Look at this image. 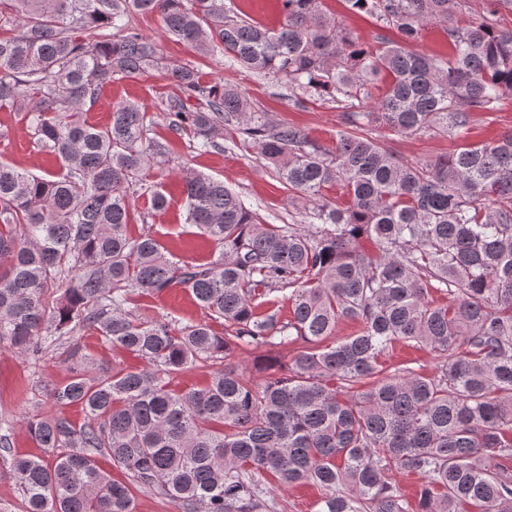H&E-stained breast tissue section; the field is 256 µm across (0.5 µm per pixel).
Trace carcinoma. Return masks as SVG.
<instances>
[{
  "instance_id": "obj_1",
  "label": "carcinoma",
  "mask_w": 512,
  "mask_h": 512,
  "mask_svg": "<svg viewBox=\"0 0 512 512\" xmlns=\"http://www.w3.org/2000/svg\"><path fill=\"white\" fill-rule=\"evenodd\" d=\"M284 2L283 25L270 30L224 0H0V20L14 26L0 38V105L25 113L36 145L61 162L51 178L0 163V349L30 357L93 330L144 362L92 371L71 347L69 376L46 399L81 407L84 422L28 417L50 460L19 458L6 473L23 512H135L137 491L176 512H285L266 472L281 487H320L318 512H512V478L500 472L512 459V131L469 142L474 113L512 100L502 23L512 0H483L475 18V0H346L375 22L370 39L322 0ZM132 13L158 14L167 37L205 56L288 81L298 106L336 103L335 144L167 63L129 27ZM430 23L446 26V60L409 48ZM150 69L181 92L163 109L168 129L192 133L200 151L237 131L304 201V224H270L224 181L189 172L185 223L216 243L213 259L174 262L151 232H129L138 177L169 164V143L135 103L117 105L106 126L83 106ZM380 130L460 144L409 162ZM334 186L346 204L327 198ZM175 287L224 321V334L125 309ZM284 291L291 317L258 311ZM340 321L358 330L333 341ZM277 343L301 344L284 375L231 363ZM395 343L434 352L439 373L385 371ZM194 368L210 369L204 386L172 387ZM392 471L423 477L416 504Z\"/></svg>"
}]
</instances>
